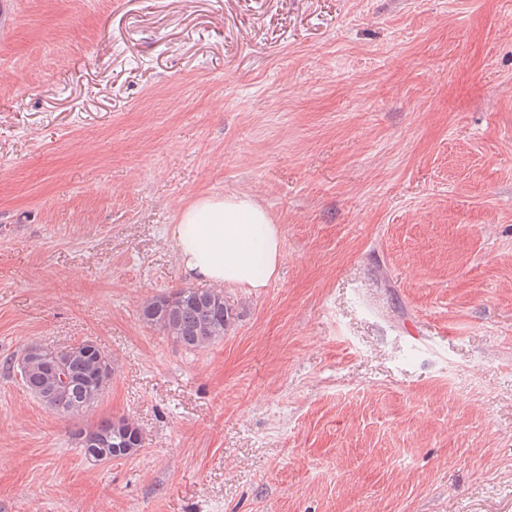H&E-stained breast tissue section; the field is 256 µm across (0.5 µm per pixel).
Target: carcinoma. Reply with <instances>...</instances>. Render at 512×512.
Masks as SVG:
<instances>
[{"label": "carcinoma", "instance_id": "1", "mask_svg": "<svg viewBox=\"0 0 512 512\" xmlns=\"http://www.w3.org/2000/svg\"><path fill=\"white\" fill-rule=\"evenodd\" d=\"M139 316L185 349L197 351L224 338L232 309L221 291L182 287L145 300ZM0 373L18 379L52 413L73 420L97 407L112 384L115 368L97 343L86 339L55 353L27 345L0 362ZM69 438L85 458L95 462L135 456L145 445L143 431L122 415L76 424Z\"/></svg>", "mask_w": 512, "mask_h": 512}]
</instances>
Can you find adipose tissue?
<instances>
[{
    "label": "adipose tissue",
    "mask_w": 512,
    "mask_h": 512,
    "mask_svg": "<svg viewBox=\"0 0 512 512\" xmlns=\"http://www.w3.org/2000/svg\"><path fill=\"white\" fill-rule=\"evenodd\" d=\"M172 239L180 268L193 280L262 288L277 272L280 227L245 195L198 199L181 212Z\"/></svg>",
    "instance_id": "adipose-tissue-1"
}]
</instances>
